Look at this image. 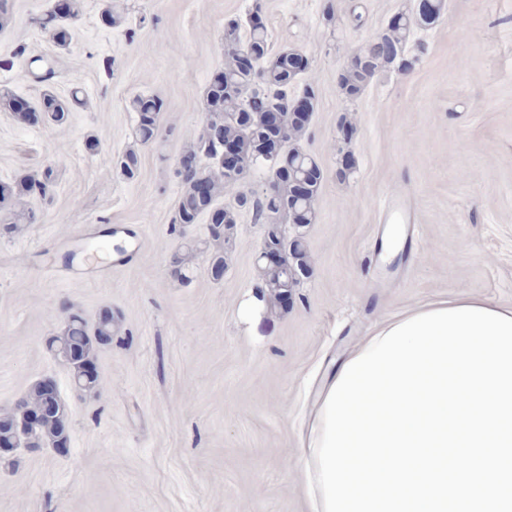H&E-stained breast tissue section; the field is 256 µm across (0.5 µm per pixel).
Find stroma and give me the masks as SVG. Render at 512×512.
<instances>
[{
  "mask_svg": "<svg viewBox=\"0 0 512 512\" xmlns=\"http://www.w3.org/2000/svg\"><path fill=\"white\" fill-rule=\"evenodd\" d=\"M256 1L271 54L309 60L289 93L315 89L301 146L323 171L317 221L303 230L310 270L280 311L262 287L264 227L251 212L234 226L222 279L206 253L187 281L170 264L175 171L224 66V22ZM53 2L11 0L0 29V88L36 105L48 90L80 99L60 124L23 127L0 111V182L55 175L33 203L36 223L0 235V407L53 378L71 401V441L67 455L0 468V512H308L298 435L331 361L426 301L468 293L512 305V0H445L439 21L412 32V68L382 69L353 99L338 84L344 62L417 0H81L66 48L37 23ZM108 4L121 26H101ZM40 56L55 70L46 82L30 73ZM142 94L166 104L149 146L136 144L130 108ZM131 148L141 165L126 180L112 159ZM344 156L353 169L342 179ZM391 198L416 233L390 253ZM105 225L118 233L101 273L86 245ZM65 305L121 320L98 356L94 400H73L45 347Z\"/></svg>",
  "mask_w": 512,
  "mask_h": 512,
  "instance_id": "1",
  "label": "stroma"
}]
</instances>
